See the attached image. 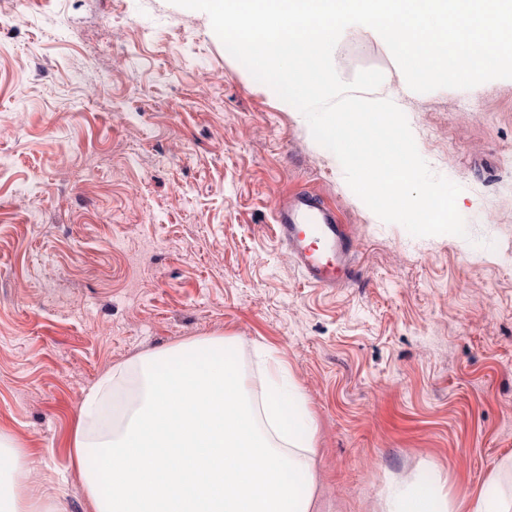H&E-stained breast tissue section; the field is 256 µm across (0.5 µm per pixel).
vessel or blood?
Here are the masks:
<instances>
[{
    "label": "vessel or blood",
    "mask_w": 512,
    "mask_h": 512,
    "mask_svg": "<svg viewBox=\"0 0 512 512\" xmlns=\"http://www.w3.org/2000/svg\"><path fill=\"white\" fill-rule=\"evenodd\" d=\"M270 231L309 285L337 288L356 280L353 230L318 195L295 190L280 196Z\"/></svg>",
    "instance_id": "1"
}]
</instances>
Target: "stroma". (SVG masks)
Returning a JSON list of instances; mask_svg holds the SVG:
<instances>
[{"label": "stroma", "mask_w": 512, "mask_h": 512, "mask_svg": "<svg viewBox=\"0 0 512 512\" xmlns=\"http://www.w3.org/2000/svg\"><path fill=\"white\" fill-rule=\"evenodd\" d=\"M0 433L58 512H91L68 451L84 389L147 351L269 348L317 424L315 512H383L386 485L449 499L512 456V80L403 90L370 33L333 55L377 69L419 154L457 183L467 237L380 220L301 112L172 0L0 7ZM318 190L355 237L356 283L304 284L269 231Z\"/></svg>", "instance_id": "obj_1"}]
</instances>
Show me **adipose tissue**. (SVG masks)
<instances>
[{
	"instance_id": "adipose-tissue-1",
	"label": "adipose tissue",
	"mask_w": 512,
	"mask_h": 512,
	"mask_svg": "<svg viewBox=\"0 0 512 512\" xmlns=\"http://www.w3.org/2000/svg\"><path fill=\"white\" fill-rule=\"evenodd\" d=\"M33 461L11 438L0 435V512H53L28 481ZM491 492L463 497L462 512H512V456L491 479ZM387 512H448V497L438 489L412 483L389 490Z\"/></svg>"
}]
</instances>
